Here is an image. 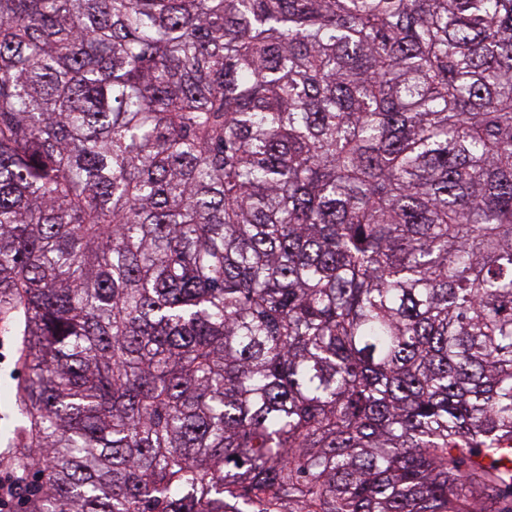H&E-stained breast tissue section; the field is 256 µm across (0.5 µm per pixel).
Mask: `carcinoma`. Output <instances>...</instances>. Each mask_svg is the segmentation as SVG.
<instances>
[{
    "mask_svg": "<svg viewBox=\"0 0 512 512\" xmlns=\"http://www.w3.org/2000/svg\"><path fill=\"white\" fill-rule=\"evenodd\" d=\"M0 335L25 512H512V0H0Z\"/></svg>",
    "mask_w": 512,
    "mask_h": 512,
    "instance_id": "obj_1",
    "label": "carcinoma"
}]
</instances>
